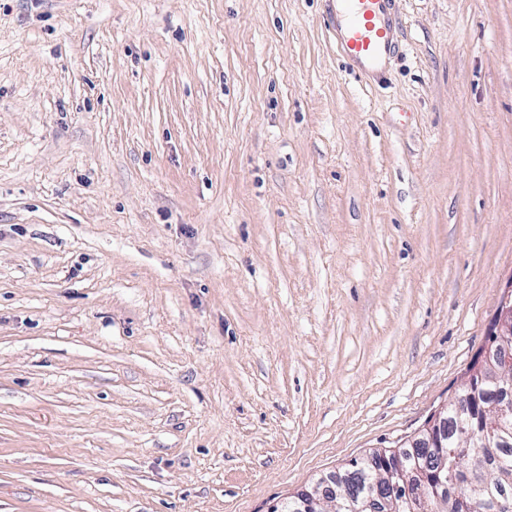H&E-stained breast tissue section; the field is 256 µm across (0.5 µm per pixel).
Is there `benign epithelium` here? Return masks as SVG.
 I'll return each instance as SVG.
<instances>
[{
	"label": "benign epithelium",
	"instance_id": "benign-epithelium-1",
	"mask_svg": "<svg viewBox=\"0 0 512 512\" xmlns=\"http://www.w3.org/2000/svg\"><path fill=\"white\" fill-rule=\"evenodd\" d=\"M494 336L497 338L498 346L487 351V366L469 371L463 386L470 411L490 416L486 429L481 432L483 437L494 436L504 428V421L512 417V404L509 402L495 404L491 413L483 405L487 387L498 383L501 378L512 372V355L501 353L502 347L512 343V306H501L497 314ZM447 433L448 425L436 420L421 436L411 439L406 447L441 449L444 447V435ZM474 445V434L469 432L462 437L457 447L435 454L431 460L425 462V467L414 469L407 468L390 453L374 452L369 457V464L377 480L372 485L370 494L358 498L349 494L345 484L338 494L336 484L329 482V479L333 478V475L329 474L295 495L298 512H317L316 506L327 496L332 500L340 499L338 506L343 508L344 512H395L397 502L410 499L411 488L434 479L448 482V477L454 476L463 468V462Z\"/></svg>",
	"mask_w": 512,
	"mask_h": 512
}]
</instances>
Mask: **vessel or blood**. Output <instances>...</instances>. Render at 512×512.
I'll list each match as a JSON object with an SVG mask.
<instances>
[{"label":"vessel or blood","instance_id":"b4317fda","mask_svg":"<svg viewBox=\"0 0 512 512\" xmlns=\"http://www.w3.org/2000/svg\"><path fill=\"white\" fill-rule=\"evenodd\" d=\"M396 0H336L345 27L336 37L341 55L374 81L383 78L382 63L392 46L389 12Z\"/></svg>","mask_w":512,"mask_h":512}]
</instances>
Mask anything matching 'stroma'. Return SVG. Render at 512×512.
<instances>
[{
  "instance_id": "stroma-1",
  "label": "stroma",
  "mask_w": 512,
  "mask_h": 512,
  "mask_svg": "<svg viewBox=\"0 0 512 512\" xmlns=\"http://www.w3.org/2000/svg\"><path fill=\"white\" fill-rule=\"evenodd\" d=\"M0 0V512H272L453 400L512 293V0ZM396 1L336 0L337 13L345 20L342 29L336 15V37L341 55L361 74L378 83L383 79L381 65L392 46L389 12Z\"/></svg>"
}]
</instances>
